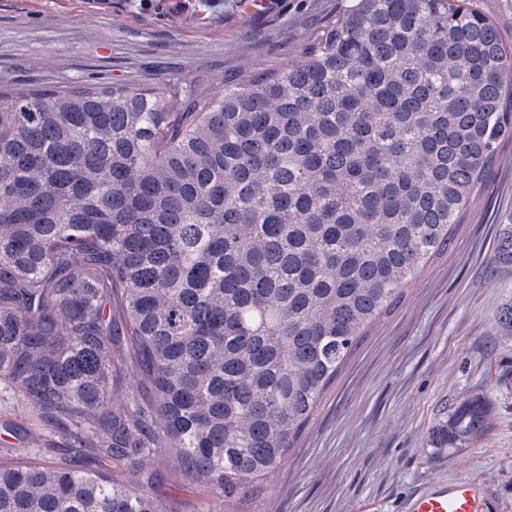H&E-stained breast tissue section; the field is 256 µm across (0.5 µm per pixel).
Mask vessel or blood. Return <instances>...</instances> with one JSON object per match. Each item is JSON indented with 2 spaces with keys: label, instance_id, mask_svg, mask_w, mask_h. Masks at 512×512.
<instances>
[{
  "label": "vessel or blood",
  "instance_id": "1",
  "mask_svg": "<svg viewBox=\"0 0 512 512\" xmlns=\"http://www.w3.org/2000/svg\"><path fill=\"white\" fill-rule=\"evenodd\" d=\"M407 512H488L489 502L483 486L473 480L451 484L413 496Z\"/></svg>",
  "mask_w": 512,
  "mask_h": 512
}]
</instances>
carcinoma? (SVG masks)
<instances>
[{
    "label": "carcinoma",
    "mask_w": 512,
    "mask_h": 512,
    "mask_svg": "<svg viewBox=\"0 0 512 512\" xmlns=\"http://www.w3.org/2000/svg\"><path fill=\"white\" fill-rule=\"evenodd\" d=\"M511 142L512 43L472 0H344L210 97L0 91V383L44 433L0 448V512H166V450L212 500L248 497ZM496 322L511 341L512 298ZM489 419L465 399L436 443Z\"/></svg>",
    "instance_id": "carcinoma-1"
}]
</instances>
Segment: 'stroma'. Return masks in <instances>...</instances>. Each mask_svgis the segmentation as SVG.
I'll use <instances>...</instances> for the list:
<instances>
[{
	"instance_id": "obj_1",
	"label": "stroma",
	"mask_w": 512,
	"mask_h": 512,
	"mask_svg": "<svg viewBox=\"0 0 512 512\" xmlns=\"http://www.w3.org/2000/svg\"><path fill=\"white\" fill-rule=\"evenodd\" d=\"M341 0H0V90L77 85L153 88L190 82L206 95L288 63ZM512 224V144L448 251L377 324L327 389L248 512H404L418 491L482 481L495 512H512V349L495 321L512 269L492 268ZM474 396L491 426L464 448H437L448 408ZM168 512H237L180 477L171 454L152 464Z\"/></svg>"
}]
</instances>
